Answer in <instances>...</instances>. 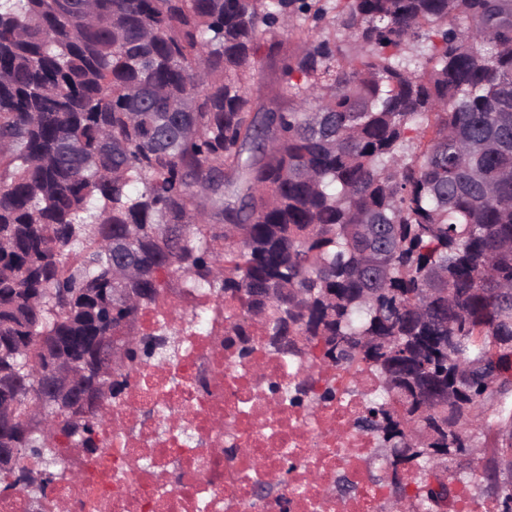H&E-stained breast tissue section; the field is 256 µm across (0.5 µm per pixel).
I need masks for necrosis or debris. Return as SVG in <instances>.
<instances>
[{
  "instance_id": "4bbe7bcc",
  "label": "necrosis or debris",
  "mask_w": 512,
  "mask_h": 512,
  "mask_svg": "<svg viewBox=\"0 0 512 512\" xmlns=\"http://www.w3.org/2000/svg\"><path fill=\"white\" fill-rule=\"evenodd\" d=\"M230 309L200 288L165 291L137 333L165 343L166 359L138 365L95 452L65 449L67 476L39 512H386L372 473L374 437L354 426L370 379L317 407L284 389L305 375L256 347L225 342ZM276 483L265 498L256 481Z\"/></svg>"
}]
</instances>
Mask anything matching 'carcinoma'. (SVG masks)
<instances>
[{"label":"carcinoma","mask_w":512,"mask_h":512,"mask_svg":"<svg viewBox=\"0 0 512 512\" xmlns=\"http://www.w3.org/2000/svg\"><path fill=\"white\" fill-rule=\"evenodd\" d=\"M173 283L239 304L240 354L308 359L312 407L314 369L370 375L393 512H512V0H0V448L45 475L6 489L44 497L105 421L25 414L44 352L106 367ZM265 51L263 49V65L255 77L251 93L266 108H275L281 103V99L277 95V74L272 60L265 58Z\"/></svg>","instance_id":"1"}]
</instances>
